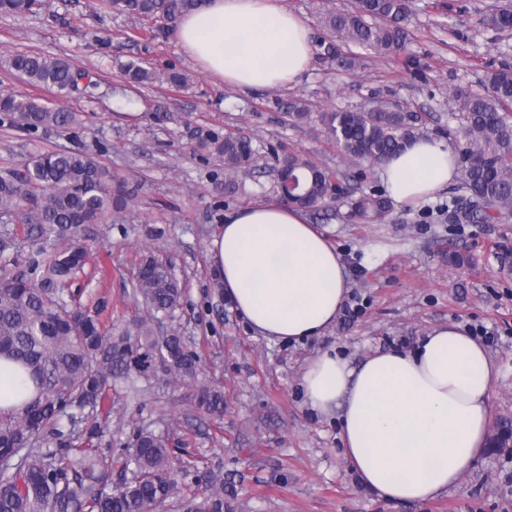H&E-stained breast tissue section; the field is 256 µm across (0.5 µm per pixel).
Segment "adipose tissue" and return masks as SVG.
Here are the masks:
<instances>
[{
	"label": "adipose tissue",
	"mask_w": 512,
	"mask_h": 512,
	"mask_svg": "<svg viewBox=\"0 0 512 512\" xmlns=\"http://www.w3.org/2000/svg\"><path fill=\"white\" fill-rule=\"evenodd\" d=\"M176 41L205 72L242 91L291 84L312 60L308 28L274 0H205L180 17ZM457 175L452 146L414 141L382 163L396 203L432 198ZM224 294L272 342L324 336L349 290L336 246L296 207L261 201L227 213L209 247ZM495 363L466 329H432L413 348L360 364L323 351L299 387L309 411L336 414L348 461L380 498L432 500L455 488L488 446ZM27 369L0 356V410L32 399Z\"/></svg>",
	"instance_id": "1"
}]
</instances>
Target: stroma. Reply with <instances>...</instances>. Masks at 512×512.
<instances>
[{
  "instance_id": "obj_1",
  "label": "stroma",
  "mask_w": 512,
  "mask_h": 512,
  "mask_svg": "<svg viewBox=\"0 0 512 512\" xmlns=\"http://www.w3.org/2000/svg\"><path fill=\"white\" fill-rule=\"evenodd\" d=\"M492 0H458L460 12L413 0L412 40L405 56L371 57L347 74L321 59L294 87L242 93L206 74L175 39L149 40L148 25L103 9L101 0H49L29 15L0 14V92L31 95L50 108L75 112L68 129L29 133L0 127V169H23L47 149L83 148L118 173L131 195L106 223L101 243L80 275V303H105L104 325L143 316L133 282L143 258L166 262L184 291L180 306L159 322L157 335L178 330L200 357L199 381L224 392V413L198 409L195 383L155 380L115 385L108 431L120 445L138 429L168 437L173 464L220 470L240 512H512V455L487 450L448 493L425 503L378 498L346 459L336 416L303 406L300 375L319 351L360 360L377 351L412 348L439 325L462 324L473 334L493 329L487 350L498 371L492 380V422L512 420V270L501 268L499 246L512 247V223L452 224L446 206L451 183L414 206H394L378 224L339 218L321 228L341 251L350 289L349 310L326 336L270 342L256 336L211 276L208 246L226 212L273 200L272 150L329 165L341 157L323 132L282 124L276 101L297 93L320 109L361 102L369 89L391 90L414 109L446 113L448 92L476 91L484 72L512 64V42L474 26L476 10ZM17 51L70 59L86 71L92 95H62L31 86L7 60ZM415 57L420 74L405 67ZM144 60L185 71L188 87L131 86L120 66ZM233 130L250 138L258 166L235 196L224 194V165L200 152L199 133ZM463 256L449 264V253Z\"/></svg>"
}]
</instances>
